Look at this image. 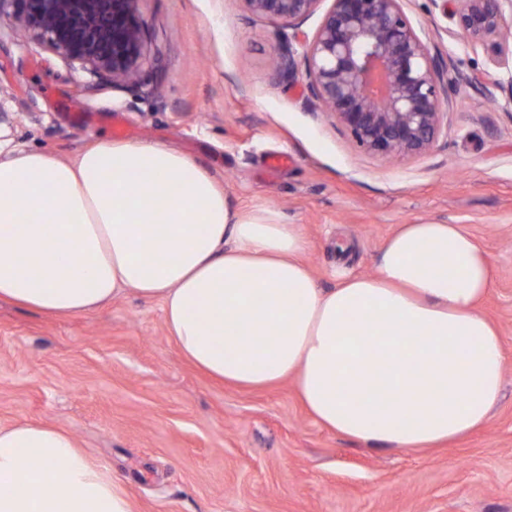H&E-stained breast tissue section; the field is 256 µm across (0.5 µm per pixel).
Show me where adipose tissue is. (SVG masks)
Instances as JSON below:
<instances>
[{
    "label": "adipose tissue",
    "mask_w": 512,
    "mask_h": 512,
    "mask_svg": "<svg viewBox=\"0 0 512 512\" xmlns=\"http://www.w3.org/2000/svg\"><path fill=\"white\" fill-rule=\"evenodd\" d=\"M300 225L232 210L197 160L102 140L76 159L0 141V300L67 317L161 302L180 355L227 385L293 380L319 425L396 450L482 427L508 360L479 305L486 251L456 224H402L375 274L319 287ZM0 512H136L59 424L0 427Z\"/></svg>",
    "instance_id": "adipose-tissue-1"
}]
</instances>
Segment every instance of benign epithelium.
I'll list each match as a JSON object with an SVG mask.
<instances>
[{
	"label": "benign epithelium",
	"mask_w": 512,
	"mask_h": 512,
	"mask_svg": "<svg viewBox=\"0 0 512 512\" xmlns=\"http://www.w3.org/2000/svg\"><path fill=\"white\" fill-rule=\"evenodd\" d=\"M138 0H0L49 50L114 86L138 81L144 22ZM257 16L300 24L322 0H241ZM404 0H332L312 40L300 43L308 89L364 152L378 157L427 153L441 132L448 84L479 87L474 74L431 51L403 8ZM512 0H460L447 10L457 36L508 67L504 32ZM297 50L276 69L291 75Z\"/></svg>",
	"instance_id": "benign-epithelium-1"
}]
</instances>
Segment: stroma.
Returning <instances> with one entry per match:
<instances>
[{
  "instance_id": "1",
  "label": "stroma",
  "mask_w": 512,
  "mask_h": 512,
  "mask_svg": "<svg viewBox=\"0 0 512 512\" xmlns=\"http://www.w3.org/2000/svg\"><path fill=\"white\" fill-rule=\"evenodd\" d=\"M140 79L98 82L0 15V137L63 160L111 138L159 142L201 162L232 209L270 207L307 240L320 287L371 275L402 224H457L489 254L480 305L509 357L480 429L440 448L373 449L315 423L293 381L249 390L212 381L179 354L158 301L118 297L53 317L0 301V426L67 428L137 512H512V71L449 31L440 0H405L431 49L477 74L427 153L361 150L315 108L304 63L273 65L298 27L238 0H138ZM492 86L485 95L484 86Z\"/></svg>"
}]
</instances>
